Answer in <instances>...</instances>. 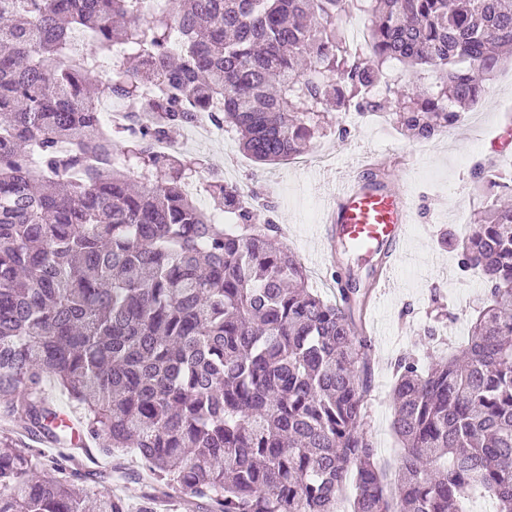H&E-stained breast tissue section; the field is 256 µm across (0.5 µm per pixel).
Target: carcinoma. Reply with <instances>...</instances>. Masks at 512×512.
<instances>
[{
	"instance_id": "carcinoma-1",
	"label": "carcinoma",
	"mask_w": 512,
	"mask_h": 512,
	"mask_svg": "<svg viewBox=\"0 0 512 512\" xmlns=\"http://www.w3.org/2000/svg\"><path fill=\"white\" fill-rule=\"evenodd\" d=\"M0 0V400L25 431L68 437L67 393L105 456L133 447L153 489L209 512H512V204L455 242L488 292L467 343L394 364L404 448L386 492L364 432L372 341L348 280L335 301L253 223L218 171L156 153L203 109L259 163L300 154L348 112L429 139L512 64V0ZM369 17L355 44L343 24ZM82 30L86 44H71ZM130 111L115 139L92 84ZM502 177L476 173L477 195ZM53 475H45L47 471ZM71 458L0 436V512H127Z\"/></svg>"
}]
</instances>
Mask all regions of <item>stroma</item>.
Masks as SVG:
<instances>
[{
	"label": "stroma",
	"mask_w": 512,
	"mask_h": 512,
	"mask_svg": "<svg viewBox=\"0 0 512 512\" xmlns=\"http://www.w3.org/2000/svg\"><path fill=\"white\" fill-rule=\"evenodd\" d=\"M346 137L318 141L314 152L331 156L322 169L306 170L287 161L266 165L254 162L232 136L206 145L201 155L225 179H249L272 202L271 209H257L255 221L274 222L285 229L280 244L298 256L312 288L333 300L335 275L350 276L360 290H367L371 264L358 254L339 253L335 264L322 261V224L325 205L336 186L352 178L365 161L378 163L387 181L403 187L415 212L407 228L416 261H400L390 273L386 288L371 299L365 313L374 344L371 362L373 384L364 400V430L376 449V459L387 473H394L402 448L392 430L393 364L404 354L430 365L464 345L468 324L485 297L478 273L462 272L455 251L444 238L448 230L463 233L473 202L472 171L475 165H494L512 174V67L500 70L492 93L479 102L455 127L430 139H411L376 114L365 118L349 114ZM121 467L125 482L112 484L113 494L138 506L147 488L136 474L141 469L132 451L112 456L95 454L87 470Z\"/></svg>",
	"instance_id": "obj_1"
}]
</instances>
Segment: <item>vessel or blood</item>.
Listing matches in <instances>:
<instances>
[{
	"instance_id": "b4317fda",
	"label": "vessel or blood",
	"mask_w": 512,
	"mask_h": 512,
	"mask_svg": "<svg viewBox=\"0 0 512 512\" xmlns=\"http://www.w3.org/2000/svg\"><path fill=\"white\" fill-rule=\"evenodd\" d=\"M413 221L410 203L401 189L377 186L361 178L342 184L330 196L322 232V255L332 262L338 247L347 246L378 258L375 287L387 283L386 271L406 258L404 232Z\"/></svg>"
}]
</instances>
